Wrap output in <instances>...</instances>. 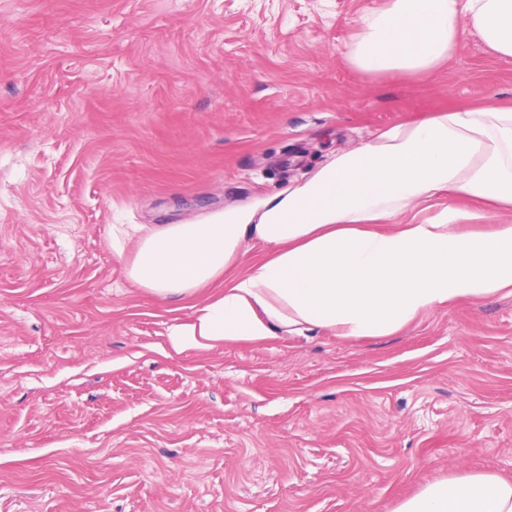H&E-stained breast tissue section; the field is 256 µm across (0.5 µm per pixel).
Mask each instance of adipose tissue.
<instances>
[{"mask_svg":"<svg viewBox=\"0 0 512 512\" xmlns=\"http://www.w3.org/2000/svg\"><path fill=\"white\" fill-rule=\"evenodd\" d=\"M512 57V0H384L365 12L345 57L369 75L429 79L467 32ZM433 218L399 223L430 209ZM465 198L469 207H456ZM512 105L451 107L374 131L305 180L203 218L112 227L132 251L127 278L188 302L175 352L263 343L312 329L388 336L468 299L512 296ZM396 512H512V482L467 473L427 485Z\"/></svg>","mask_w":512,"mask_h":512,"instance_id":"ef3b65f1","label":"adipose tissue"}]
</instances>
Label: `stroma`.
Wrapping results in <instances>:
<instances>
[{"instance_id":"obj_1","label":"stroma","mask_w":512,"mask_h":512,"mask_svg":"<svg viewBox=\"0 0 512 512\" xmlns=\"http://www.w3.org/2000/svg\"><path fill=\"white\" fill-rule=\"evenodd\" d=\"M383 0H0V512H395L512 479V296L382 337L169 347L116 224L192 220L376 129L512 101L474 32L430 81L353 69Z\"/></svg>"}]
</instances>
